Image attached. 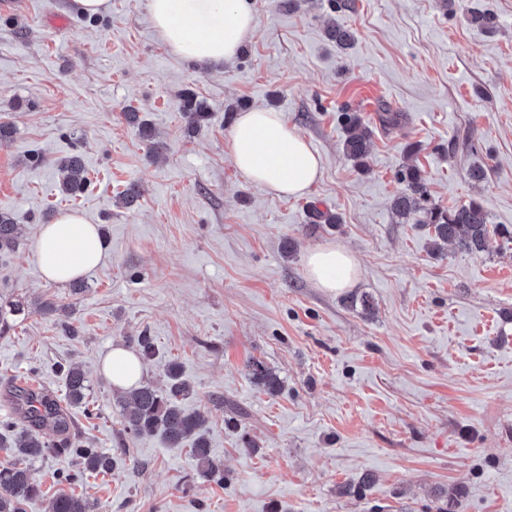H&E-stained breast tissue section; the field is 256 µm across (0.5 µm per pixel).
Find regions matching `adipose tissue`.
<instances>
[{
    "mask_svg": "<svg viewBox=\"0 0 512 512\" xmlns=\"http://www.w3.org/2000/svg\"><path fill=\"white\" fill-rule=\"evenodd\" d=\"M148 11L170 51L199 63L233 59L257 30L249 0H148ZM228 153L244 177L279 198L304 196L321 176L320 155L280 112L239 113ZM36 254L44 278L67 282L98 266L103 243L96 225L79 213L63 212L40 228ZM307 267L315 284L330 291L356 281L357 264L340 247L313 250ZM102 370L116 388L128 389L140 381L143 366L134 353L115 347L104 355Z\"/></svg>",
    "mask_w": 512,
    "mask_h": 512,
    "instance_id": "obj_1",
    "label": "adipose tissue"
}]
</instances>
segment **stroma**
Masks as SVG:
<instances>
[{"instance_id": "35a3bbf8", "label": "stroma", "mask_w": 512, "mask_h": 512, "mask_svg": "<svg viewBox=\"0 0 512 512\" xmlns=\"http://www.w3.org/2000/svg\"><path fill=\"white\" fill-rule=\"evenodd\" d=\"M148 0H109L87 16L69 0H20L0 12V212L24 227L0 256V301L26 306L0 336V419L10 386L64 398L58 365L86 371L88 407L71 430L113 457L104 475L61 482L67 453L33 465L42 488L25 512H50L74 491L90 512H512V241L475 256L434 247L426 227L391 202L407 164L432 200L475 199L512 225V0L485 34L441 0H250L257 32L234 59L207 67L173 55ZM354 35L339 49L325 30ZM192 91L208 108L199 130L183 113ZM153 128L144 140L122 112ZM283 113L320 154L322 175L298 199L253 185L226 150L233 113ZM398 112V126L379 123ZM373 132L367 169L342 151L341 115ZM80 154L88 190H61L60 159ZM488 170L485 182L469 171ZM138 204L123 208L129 185ZM65 209L99 225L100 264L73 294L42 278L40 225ZM342 221L318 224L314 210ZM346 249L355 287L330 292L308 253ZM54 302L62 316L43 315ZM69 317L78 336L66 335ZM154 339L143 383L166 385L178 362L205 421L223 479L188 449L124 430L116 387L101 368L115 346ZM259 363L282 389L265 393Z\"/></svg>"}]
</instances>
